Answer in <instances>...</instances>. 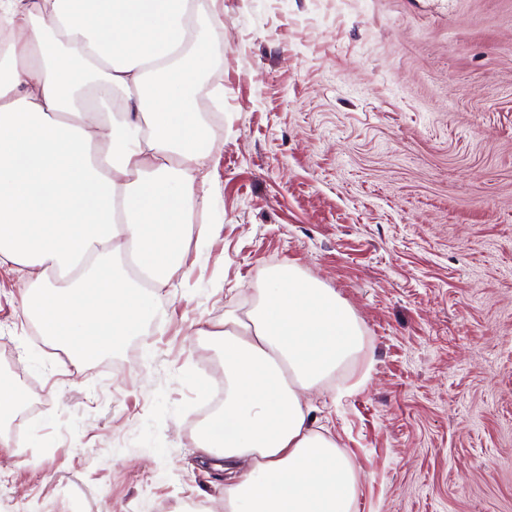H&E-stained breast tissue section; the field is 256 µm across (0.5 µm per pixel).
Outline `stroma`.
<instances>
[{
  "mask_svg": "<svg viewBox=\"0 0 512 512\" xmlns=\"http://www.w3.org/2000/svg\"><path fill=\"white\" fill-rule=\"evenodd\" d=\"M220 23H213V15ZM224 129L211 226L117 353L76 357L0 268V512L224 501L197 441L222 358L289 263L362 331L308 399L353 463L357 512H512V0H206ZM21 397V390L16 385L0 382V421L13 417Z\"/></svg>",
  "mask_w": 512,
  "mask_h": 512,
  "instance_id": "stroma-1",
  "label": "stroma"
}]
</instances>
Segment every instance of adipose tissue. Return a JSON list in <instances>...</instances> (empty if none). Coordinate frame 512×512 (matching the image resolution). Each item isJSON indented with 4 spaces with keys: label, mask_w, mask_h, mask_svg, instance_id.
Wrapping results in <instances>:
<instances>
[{
    "label": "adipose tissue",
    "mask_w": 512,
    "mask_h": 512,
    "mask_svg": "<svg viewBox=\"0 0 512 512\" xmlns=\"http://www.w3.org/2000/svg\"><path fill=\"white\" fill-rule=\"evenodd\" d=\"M195 0H0L10 36L0 71V267L27 288L52 343L120 351L154 313L162 273L210 227L221 93L215 54L191 30ZM248 320L225 318L224 402L199 437L220 460L225 512H353L345 451L313 426L304 394L361 347L333 289L282 264L258 282Z\"/></svg>",
    "instance_id": "adipose-tissue-1"
}]
</instances>
